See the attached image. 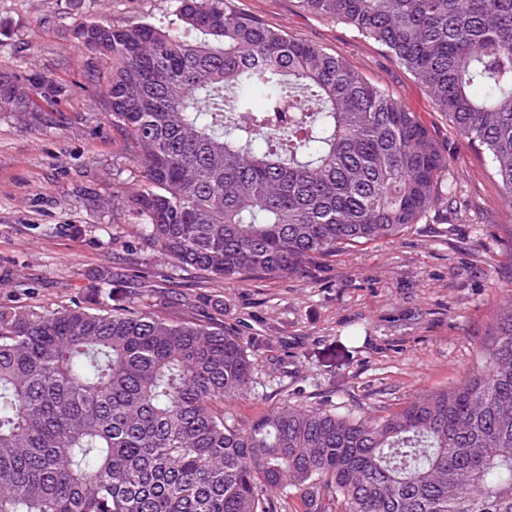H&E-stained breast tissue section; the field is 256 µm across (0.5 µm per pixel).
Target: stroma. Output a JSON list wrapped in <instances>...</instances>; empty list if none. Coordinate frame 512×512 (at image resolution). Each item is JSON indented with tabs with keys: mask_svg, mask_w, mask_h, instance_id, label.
Listing matches in <instances>:
<instances>
[{
	"mask_svg": "<svg viewBox=\"0 0 512 512\" xmlns=\"http://www.w3.org/2000/svg\"><path fill=\"white\" fill-rule=\"evenodd\" d=\"M237 7L346 59L399 95L448 151L447 203L397 238L337 255L305 274L231 284L147 247L116 190L136 184L124 135L79 89L89 57L69 38L65 0H0V62L51 74L70 93L40 113H0V303L53 309L83 300L103 271L136 310L246 337L254 371L229 404L249 420L291 403L359 416L396 410L464 380L512 299V208L488 155L436 112L422 85L377 43L302 11L296 0ZM174 0H85L87 19L175 22Z\"/></svg>",
	"mask_w": 512,
	"mask_h": 512,
	"instance_id": "stroma-1",
	"label": "stroma"
}]
</instances>
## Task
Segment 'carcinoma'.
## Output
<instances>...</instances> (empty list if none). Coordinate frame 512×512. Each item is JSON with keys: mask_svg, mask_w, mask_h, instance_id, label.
<instances>
[{"mask_svg": "<svg viewBox=\"0 0 512 512\" xmlns=\"http://www.w3.org/2000/svg\"><path fill=\"white\" fill-rule=\"evenodd\" d=\"M180 25L75 18L127 137L122 198L162 258L226 284L392 240L442 199L444 145L340 56L235 0ZM383 46L479 152L512 207V0H296ZM56 101L0 64V112ZM244 337L112 301L0 304V512H512V300L455 386L382 416L285 404L248 422Z\"/></svg>", "mask_w": 512, "mask_h": 512, "instance_id": "obj_1", "label": "carcinoma"}]
</instances>
